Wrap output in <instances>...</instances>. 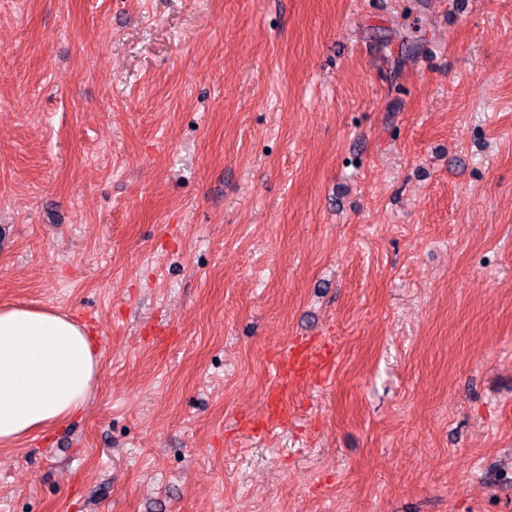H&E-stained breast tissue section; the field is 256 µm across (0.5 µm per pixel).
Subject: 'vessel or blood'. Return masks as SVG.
I'll use <instances>...</instances> for the list:
<instances>
[{"mask_svg":"<svg viewBox=\"0 0 512 512\" xmlns=\"http://www.w3.org/2000/svg\"><path fill=\"white\" fill-rule=\"evenodd\" d=\"M334 351L322 346L317 348H291L275 360L276 386L268 397V408L273 417L288 415V390L317 371L332 368Z\"/></svg>","mask_w":512,"mask_h":512,"instance_id":"vessel-or-blood-1","label":"vessel or blood"}]
</instances>
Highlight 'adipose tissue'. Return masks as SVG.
<instances>
[{"label": "adipose tissue", "mask_w": 512, "mask_h": 512, "mask_svg": "<svg viewBox=\"0 0 512 512\" xmlns=\"http://www.w3.org/2000/svg\"><path fill=\"white\" fill-rule=\"evenodd\" d=\"M88 328L49 308L0 307V446L77 415L101 370Z\"/></svg>", "instance_id": "adipose-tissue-1"}]
</instances>
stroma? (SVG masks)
Returning a JSON list of instances; mask_svg holds the SVG:
<instances>
[{
  "label": "stroma",
  "mask_w": 512,
  "mask_h": 512,
  "mask_svg": "<svg viewBox=\"0 0 512 512\" xmlns=\"http://www.w3.org/2000/svg\"><path fill=\"white\" fill-rule=\"evenodd\" d=\"M3 304L103 356L0 512H512V0H0ZM334 349L322 347H293L275 359L276 386L268 397V408L274 418L288 417V388L307 379L317 371L332 369Z\"/></svg>",
  "instance_id": "1"
}]
</instances>
